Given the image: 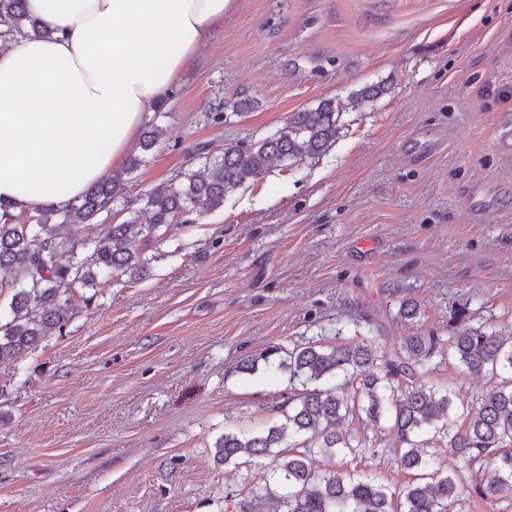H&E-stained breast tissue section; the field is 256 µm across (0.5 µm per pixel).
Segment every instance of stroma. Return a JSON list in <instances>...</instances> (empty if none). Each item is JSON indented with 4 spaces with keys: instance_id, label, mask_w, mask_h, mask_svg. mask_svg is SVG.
<instances>
[{
    "instance_id": "stroma-1",
    "label": "stroma",
    "mask_w": 512,
    "mask_h": 512,
    "mask_svg": "<svg viewBox=\"0 0 512 512\" xmlns=\"http://www.w3.org/2000/svg\"><path fill=\"white\" fill-rule=\"evenodd\" d=\"M325 100L341 130L324 152L171 227L142 279L74 288L66 329L0 365V512H225L269 461L220 464L214 444L282 422V351L445 339L462 306L471 327L512 324V194L494 187L512 181L495 144L512 115V0H234L160 103V142L132 147L125 197ZM475 181L487 190L464 196ZM422 373L455 398L489 384L450 358ZM341 427L363 443L361 474L409 480L388 421Z\"/></svg>"
}]
</instances>
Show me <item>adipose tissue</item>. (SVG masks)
I'll return each mask as SVG.
<instances>
[{"label": "adipose tissue", "mask_w": 512, "mask_h": 512, "mask_svg": "<svg viewBox=\"0 0 512 512\" xmlns=\"http://www.w3.org/2000/svg\"><path fill=\"white\" fill-rule=\"evenodd\" d=\"M233 0H27L53 30L0 48V218L63 210L122 164Z\"/></svg>", "instance_id": "adipose-tissue-1"}]
</instances>
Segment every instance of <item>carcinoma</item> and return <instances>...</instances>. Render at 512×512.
Segmentation results:
<instances>
[{
    "label": "carcinoma",
    "instance_id": "1",
    "mask_svg": "<svg viewBox=\"0 0 512 512\" xmlns=\"http://www.w3.org/2000/svg\"><path fill=\"white\" fill-rule=\"evenodd\" d=\"M52 33L28 12L26 0H0V43ZM385 91L384 83L362 88L351 95V104ZM339 121L340 112L325 100L314 110L290 113L286 125L271 137L227 146L220 157L202 156L207 175L184 171L145 193L146 224L133 204L123 200L119 174L95 183L63 211L37 205L24 221L11 216L0 220V298L8 307L0 318V365L14 362L52 333L63 332L74 317L69 298L73 287L94 289L107 276L142 277L151 262L147 246L163 241L178 220L201 203L210 210L223 207L230 192L264 176L274 161L321 152L336 140ZM162 134L161 126L149 125L141 149L151 150ZM120 201L130 214L127 220L105 224L95 236L84 234L101 216H111ZM61 224L70 225L73 233L61 236ZM287 355L281 367L302 389L279 406L285 422L262 434L226 433L215 443L219 463H233L242 453L273 457L261 482L239 499L229 495L233 512H266L271 500L279 502L282 512H455L465 488L455 473L444 470L445 461L435 447L440 434L448 438L453 459L481 468L484 482L472 487L473 495L489 500L505 487L512 489L511 325L489 331L464 326L446 340L416 331L393 350L379 351L359 342H312L294 346ZM437 355H447L494 383L474 400L456 404L448 391L419 378L417 368ZM330 376L342 377L340 387L318 386ZM349 417L388 419L402 449L399 467L422 471L420 481L394 493L353 471L315 470L316 453L357 455L361 443L339 428ZM287 434L300 441L284 453L278 447Z\"/></svg>",
    "mask_w": 512,
    "mask_h": 512
}]
</instances>
